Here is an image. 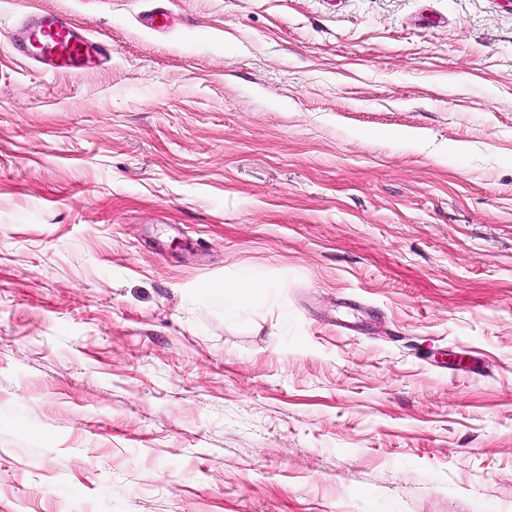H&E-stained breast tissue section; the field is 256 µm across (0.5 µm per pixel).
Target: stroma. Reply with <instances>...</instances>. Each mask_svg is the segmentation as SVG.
Wrapping results in <instances>:
<instances>
[{"mask_svg": "<svg viewBox=\"0 0 512 512\" xmlns=\"http://www.w3.org/2000/svg\"><path fill=\"white\" fill-rule=\"evenodd\" d=\"M0 512H512V0H0ZM27 17L21 24V47L25 55L65 74L84 69L105 55L102 46L56 13Z\"/></svg>", "mask_w": 512, "mask_h": 512, "instance_id": "stroma-1", "label": "stroma"}]
</instances>
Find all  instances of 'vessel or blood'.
Returning <instances> with one entry per match:
<instances>
[{
  "label": "vessel or blood",
  "instance_id": "1",
  "mask_svg": "<svg viewBox=\"0 0 512 512\" xmlns=\"http://www.w3.org/2000/svg\"><path fill=\"white\" fill-rule=\"evenodd\" d=\"M20 30L25 55L59 74L84 69L104 54L96 39L55 13L26 18Z\"/></svg>",
  "mask_w": 512,
  "mask_h": 512
}]
</instances>
